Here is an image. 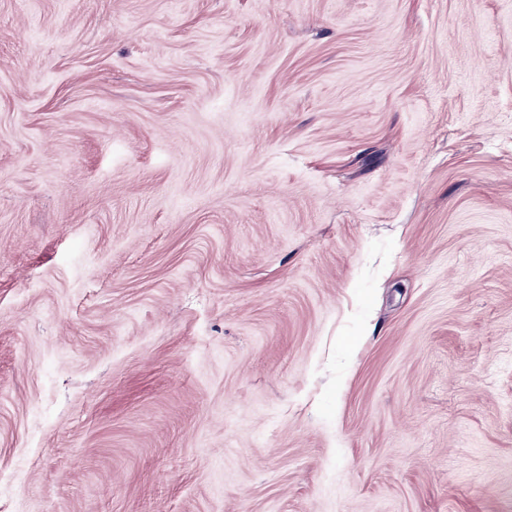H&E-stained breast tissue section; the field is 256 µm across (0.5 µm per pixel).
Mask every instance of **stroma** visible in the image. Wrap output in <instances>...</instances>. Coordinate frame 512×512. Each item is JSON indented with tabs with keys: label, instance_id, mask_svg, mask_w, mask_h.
<instances>
[{
	"label": "stroma",
	"instance_id": "35a3bbf8",
	"mask_svg": "<svg viewBox=\"0 0 512 512\" xmlns=\"http://www.w3.org/2000/svg\"><path fill=\"white\" fill-rule=\"evenodd\" d=\"M0 512H512V0H0Z\"/></svg>",
	"mask_w": 512,
	"mask_h": 512
}]
</instances>
